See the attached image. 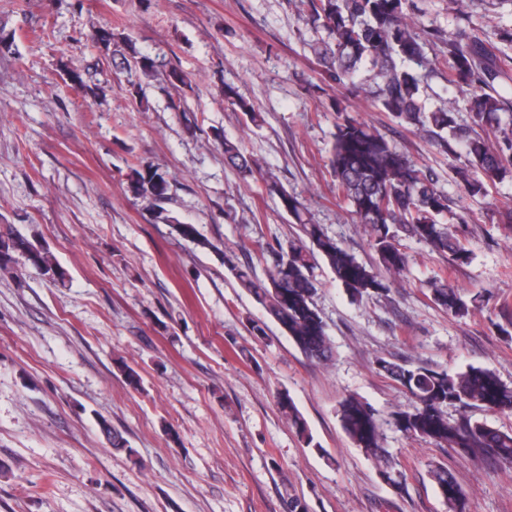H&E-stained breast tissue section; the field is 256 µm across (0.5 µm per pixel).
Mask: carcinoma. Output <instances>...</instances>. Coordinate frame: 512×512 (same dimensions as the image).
I'll return each mask as SVG.
<instances>
[{
	"label": "carcinoma",
	"mask_w": 512,
	"mask_h": 512,
	"mask_svg": "<svg viewBox=\"0 0 512 512\" xmlns=\"http://www.w3.org/2000/svg\"><path fill=\"white\" fill-rule=\"evenodd\" d=\"M406 0H301L307 20L326 33L316 49L326 73L336 83L357 86L356 79L370 66L378 79L372 97L401 126L431 140L443 153L464 158L455 167V184L466 196L485 197L488 187L512 175V113L500 90L512 87V61L481 38L473 27H459L448 37L443 67L450 86L475 83L480 93L470 101L472 125L457 124L453 113L443 108L431 110L421 98V83L430 62L415 31L413 18L404 11ZM71 80L85 96L97 98L103 88L87 82L77 72ZM224 101L255 123L258 113L235 89L226 84ZM336 131L328 165L336 196L345 205L353 222L369 233L377 263L390 275L402 274L408 257L400 248L405 233L427 245L431 251L450 256L456 262L469 258V250L455 230L468 222L470 214L451 210L448 193L439 185L436 173L413 161L407 153L378 130L336 109ZM495 129L496 140L483 135ZM224 161L249 176L262 174L257 159L235 141L223 139ZM267 191L278 197L281 209L300 226V234L282 243L257 245V260L236 262L224 256L240 288L262 306L266 315L288 332L308 359L328 363L333 346L325 324L314 304L318 290L315 275L318 261L330 268L335 279L356 300L381 296L387 290L380 273L360 262L336 238L307 218L308 209L296 195L265 181ZM128 191L156 202L154 220L168 224L197 249H216L195 224H185L165 208L169 182L150 165L130 170ZM20 255L54 284L63 285L66 272L50 251L11 225H0V271L8 270ZM264 265V275L255 263ZM432 301L455 317L469 314L476 299L467 300L458 288L443 279L426 282ZM379 371L407 389L416 399L411 411L397 414L395 426L409 437L433 441L439 447L455 448L464 455L490 463H512V431L496 429L466 414L450 422L444 408H482L490 412H512V387L504 384L488 368L470 366L465 370L436 371L377 359ZM280 412L308 445L312 444L307 423L286 393L277 397ZM342 428L353 443L378 462L381 477L404 489L400 476L389 464L383 433L372 407L355 396L339 405ZM102 433L116 450L132 452L127 440L112 427L100 424ZM430 476L448 505V512H466V495L454 475L444 465H434Z\"/></svg>",
	"instance_id": "1"
}]
</instances>
